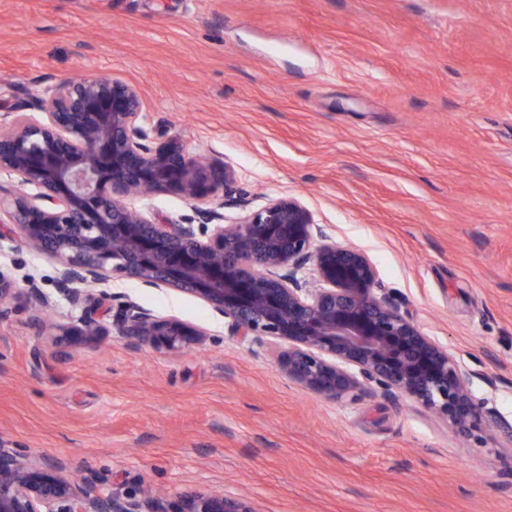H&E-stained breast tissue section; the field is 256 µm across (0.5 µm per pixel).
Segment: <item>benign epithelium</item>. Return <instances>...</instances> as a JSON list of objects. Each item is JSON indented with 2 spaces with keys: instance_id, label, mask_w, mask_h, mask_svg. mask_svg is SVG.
<instances>
[{
  "instance_id": "obj_1",
  "label": "benign epithelium",
  "mask_w": 512,
  "mask_h": 512,
  "mask_svg": "<svg viewBox=\"0 0 512 512\" xmlns=\"http://www.w3.org/2000/svg\"><path fill=\"white\" fill-rule=\"evenodd\" d=\"M145 112L139 88L91 75L55 80L0 115V173L17 180L0 210L57 265L52 294L34 278L16 288L0 271V320L16 301L39 316L64 300L81 311L78 323L58 326L68 341L111 329L174 354L205 343L206 332L175 316L92 292L119 273L196 297L229 335L267 345L289 379L328 400L374 384L461 433L485 426L512 436L511 425L484 414L473 372L384 292L363 251L337 242L291 197L224 223L225 207L248 203L235 169L188 150L178 133L146 127ZM157 195L184 200L193 215L159 219L129 205ZM306 268L317 287L300 276ZM106 299L119 300L110 328L98 317ZM0 512L171 510L159 492L115 495L0 443ZM178 512L254 510L241 494L190 488Z\"/></svg>"
}]
</instances>
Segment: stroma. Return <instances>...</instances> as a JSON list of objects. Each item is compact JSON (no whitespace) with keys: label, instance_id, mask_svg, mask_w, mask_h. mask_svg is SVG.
Segmentation results:
<instances>
[{"label":"stroma","instance_id":"obj_1","mask_svg":"<svg viewBox=\"0 0 512 512\" xmlns=\"http://www.w3.org/2000/svg\"><path fill=\"white\" fill-rule=\"evenodd\" d=\"M137 86L147 127L231 164L250 209L293 197L366 252L386 291L473 370L512 425V0H0V114L44 85ZM0 272L56 264L0 225ZM208 340L175 355L71 345L16 305L0 321V443L177 506L194 487L254 512H512V440L462 437L375 388L333 402L197 298L108 285Z\"/></svg>","mask_w":512,"mask_h":512}]
</instances>
